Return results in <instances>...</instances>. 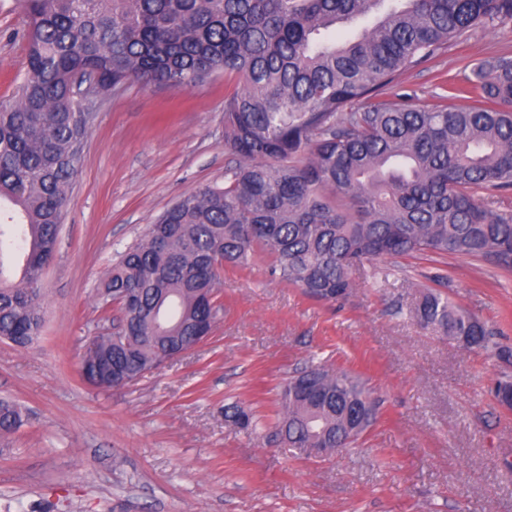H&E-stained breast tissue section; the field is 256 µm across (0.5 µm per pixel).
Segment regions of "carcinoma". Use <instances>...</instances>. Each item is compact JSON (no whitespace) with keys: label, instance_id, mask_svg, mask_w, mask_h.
I'll return each mask as SVG.
<instances>
[{"label":"carcinoma","instance_id":"1","mask_svg":"<svg viewBox=\"0 0 512 512\" xmlns=\"http://www.w3.org/2000/svg\"><path fill=\"white\" fill-rule=\"evenodd\" d=\"M21 0L28 66L0 103V339L38 338L39 283L52 261L63 209L90 124L78 75L107 95L127 84L182 91L216 74L234 85L224 104V186L183 195L128 247L98 289L119 313L112 335L86 353L99 387L108 363L142 376L160 353L212 330L221 272L256 251L271 274L318 301H342L365 260L421 253L485 260L512 270V213L478 191L512 188V57L476 63L451 104L378 98L395 76L467 33L512 21V0ZM374 16L356 33L336 29ZM23 254L19 279L4 254ZM419 322L512 366V351L438 289L413 307ZM512 409V374L492 388ZM373 391L344 369L312 365L288 379L276 427L307 459L351 447L377 417ZM224 417L240 430L253 415ZM24 424L0 400V432Z\"/></svg>","mask_w":512,"mask_h":512}]
</instances>
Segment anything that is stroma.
Segmentation results:
<instances>
[{
	"label": "stroma",
	"mask_w": 512,
	"mask_h": 512,
	"mask_svg": "<svg viewBox=\"0 0 512 512\" xmlns=\"http://www.w3.org/2000/svg\"><path fill=\"white\" fill-rule=\"evenodd\" d=\"M19 0H0V101L27 66ZM512 56V22L472 31L401 73L382 97L439 102L475 63ZM223 74L184 91L126 85L98 100L40 289L39 340L0 341V398L29 415L0 435V512H512V410L491 392L503 365L411 315L436 286L512 347V273L472 259L382 258L341 302L269 274L259 252L225 269L210 338L119 387L81 365L106 328L97 290L120 254L182 195L223 184ZM343 366L380 403L357 447L310 462L276 441L280 388ZM237 403L256 430L224 418Z\"/></svg>",
	"instance_id": "35a3bbf8"
}]
</instances>
